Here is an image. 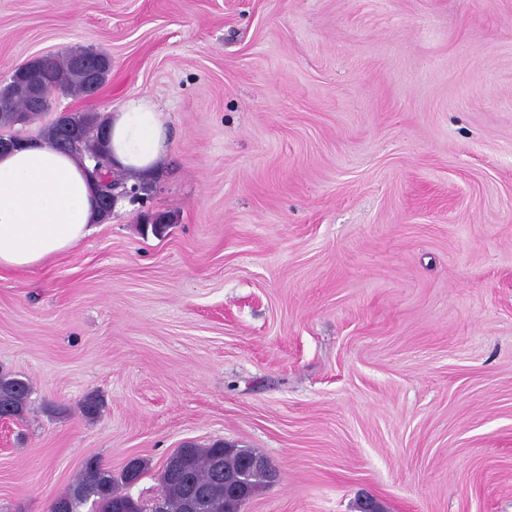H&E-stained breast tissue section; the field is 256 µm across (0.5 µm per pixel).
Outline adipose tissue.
Wrapping results in <instances>:
<instances>
[{
	"mask_svg": "<svg viewBox=\"0 0 512 512\" xmlns=\"http://www.w3.org/2000/svg\"><path fill=\"white\" fill-rule=\"evenodd\" d=\"M106 118L115 167L153 171L168 151L159 107L131 98ZM97 196L80 162L47 142L0 153V269H30L80 243L103 221Z\"/></svg>",
	"mask_w": 512,
	"mask_h": 512,
	"instance_id": "obj_1",
	"label": "adipose tissue"
}]
</instances>
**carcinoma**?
Here are the masks:
<instances>
[{
	"label": "carcinoma",
	"instance_id": "1",
	"mask_svg": "<svg viewBox=\"0 0 512 512\" xmlns=\"http://www.w3.org/2000/svg\"><path fill=\"white\" fill-rule=\"evenodd\" d=\"M89 68L97 71V80L104 83L111 71L112 60L101 53L76 50ZM36 83L56 89L64 95L86 97L90 93L87 71L73 64L71 59L49 56L32 59L19 76L0 88V129L9 130L34 113L29 107V84ZM108 137L106 121L96 112L72 111L56 119L41 131V138L54 148L71 152L80 159L97 156L106 158ZM30 394L28 383L8 372L0 371V417L23 416ZM255 454L248 448H233L217 441L208 448L189 446L180 449L178 459L183 476L172 478L160 474V492L153 500L143 502L129 492L132 481H138L146 472L143 460L135 459L133 476L126 471L112 474L96 457L83 466L76 483L61 496L66 512H152L156 502L164 504L165 512H239L242 505L234 503V491L244 460Z\"/></svg>",
	"mask_w": 512,
	"mask_h": 512
}]
</instances>
